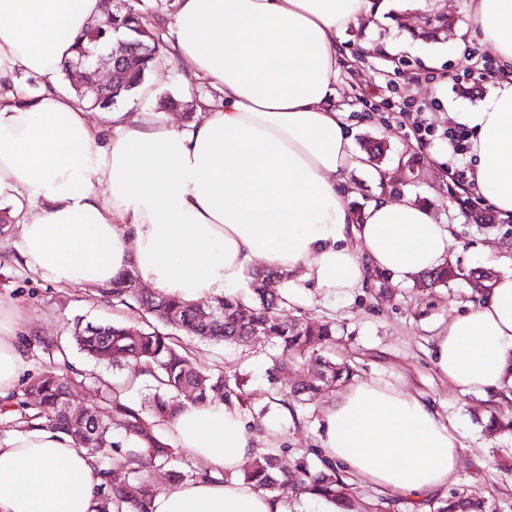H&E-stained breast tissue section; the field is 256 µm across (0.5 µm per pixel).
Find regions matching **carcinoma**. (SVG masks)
<instances>
[{
  "label": "carcinoma",
  "instance_id": "cac0c4a2",
  "mask_svg": "<svg viewBox=\"0 0 512 512\" xmlns=\"http://www.w3.org/2000/svg\"><path fill=\"white\" fill-rule=\"evenodd\" d=\"M132 7L135 18L121 28L133 49L132 64L125 69L116 93L93 99L102 110H112L139 89L159 62L158 40L147 26L140 4L134 2ZM112 35L111 31L87 30L80 39L77 58L103 52ZM132 279V274L122 273L99 292L112 301L114 308L138 304L147 314L144 324H88L75 341L97 365L116 366L123 361L138 365L137 376L143 378L145 387L143 398L133 401L128 397L137 385L136 379L110 380L77 369L70 362L66 346L47 336H29L24 338V349L40 350L47 355L50 366L28 374L20 389L0 399V432L50 429L69 434L75 426H89L86 447L105 477L97 490V512H151L154 495L164 489L162 480L211 478L208 471L179 456L165 430L183 402L218 399L238 405L250 417L248 430L256 445L250 466L235 476L222 473V482L241 479L282 501L287 510L305 496L324 502L331 512H356L354 484L344 471L322 457L311 463L305 454L293 466L285 465L288 446L281 442V436L270 433V418L266 417L273 407L296 421L299 413L317 405L331 389L350 381L354 375L352 364L331 356L336 347V324L303 317L289 323L282 320L280 312L290 302L275 288L282 275L274 269L252 274L247 297H215L205 311L176 297L137 294L128 288ZM457 279L469 280L478 293L491 274L465 273L450 265L422 273L420 284L432 289ZM171 311L178 313L174 325L167 317ZM256 333L271 350L273 373L288 372L291 360L298 363L292 386L269 391L258 412L249 379L239 369L199 370L189 365L190 342L194 340L247 347ZM90 381L97 385L100 400L76 413L67 407V398L73 388ZM115 468L126 471L119 486L111 482ZM429 507L430 512H498L496 503L465 488Z\"/></svg>",
  "mask_w": 512,
  "mask_h": 512
}]
</instances>
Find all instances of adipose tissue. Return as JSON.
<instances>
[{"label": "adipose tissue", "instance_id": "1", "mask_svg": "<svg viewBox=\"0 0 512 512\" xmlns=\"http://www.w3.org/2000/svg\"><path fill=\"white\" fill-rule=\"evenodd\" d=\"M392 0H177L173 57L222 89L182 126L142 112L88 119L51 80L101 0H0V201L15 203L26 263L54 282L103 286L132 272L158 297L196 303L236 294L250 273L283 272L290 302L366 287L371 274L407 282L449 262L452 230L405 194L351 207L352 148L336 78L340 35L382 19ZM470 21L499 69L477 105L449 113L471 130L472 178L512 213V0H471ZM45 79L29 94L25 78ZM106 186L99 198L97 186ZM30 317L0 303V398L15 388ZM433 363L460 391L512 388V273L433 339ZM321 451L362 484L408 496L419 512L441 497L463 450L455 424L388 382L351 385L320 409ZM208 480L161 490L152 512H284L237 474L252 442L237 407L185 403L167 433ZM223 471L227 483L215 481ZM101 474L87 448L49 430L0 444V512H96Z\"/></svg>", "mask_w": 512, "mask_h": 512}]
</instances>
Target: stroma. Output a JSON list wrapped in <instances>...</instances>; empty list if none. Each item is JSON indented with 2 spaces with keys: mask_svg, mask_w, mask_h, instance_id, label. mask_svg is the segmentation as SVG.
Masks as SVG:
<instances>
[{
  "mask_svg": "<svg viewBox=\"0 0 512 512\" xmlns=\"http://www.w3.org/2000/svg\"><path fill=\"white\" fill-rule=\"evenodd\" d=\"M447 3L448 28L432 36L425 32L423 13L409 10L405 0H399L385 22L350 28L341 36L343 48L356 63L338 75L336 106L347 114L355 151L364 154L372 143L382 145V153L371 159L370 169L350 173L355 189L352 204L362 209L381 195L393 198L407 192L419 196L434 203L439 218L452 227L453 265L499 275L510 273L512 256L498 251L497 246L512 241V223L490 228L476 224L471 213L487 209V201L474 194L468 202H461L447 177L448 166L471 168L472 157L467 153L450 157L445 114L476 105L490 89L489 78L479 75L487 53L470 30L469 0ZM386 43H401L405 49L389 56L382 52ZM438 70L447 77L440 88L432 85ZM202 98L217 104L222 93L199 81L187 63L164 49L143 86L118 109L188 124L195 121V105ZM418 115L431 131L415 137L411 130ZM374 168L389 171V181H376L370 174ZM0 300L29 313L32 333L70 346V360L77 367L104 378L115 374L133 377L136 368L131 364L116 372L94 365L74 348L73 329L115 317L138 324L143 320L140 308L113 311L111 303L99 297L97 287L62 286L29 268L20 255L17 226L12 221L0 226ZM478 303V295L461 280L430 290L414 280L394 283L380 275L347 296L307 290L305 301L284 316L289 320L313 317L347 326L350 335L337 343L336 356L356 363V380L403 384L457 425L464 449L449 490L469 488L495 501L501 512H512V470L500 467L501 461L512 462V400L504 397L491 406L479 395L459 392L439 376L432 361V338L438 327ZM193 362L207 369L238 366L248 373L256 396H264L271 388L272 363L262 342H254L246 355L233 347L199 342ZM490 406L506 423L492 439L483 432L485 411ZM319 424L316 415L298 423L284 420L281 432L288 445L286 464L318 447Z\"/></svg>",
  "mask_w": 512,
  "mask_h": 512,
  "instance_id": "stroma-1",
  "label": "stroma"
}]
</instances>
